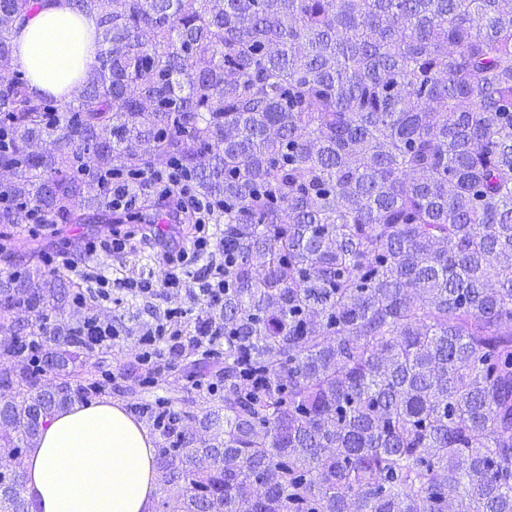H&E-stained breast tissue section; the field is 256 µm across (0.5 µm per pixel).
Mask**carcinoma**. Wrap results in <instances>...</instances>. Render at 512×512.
<instances>
[{
  "label": "carcinoma",
  "instance_id": "cac0c4a2",
  "mask_svg": "<svg viewBox=\"0 0 512 512\" xmlns=\"http://www.w3.org/2000/svg\"><path fill=\"white\" fill-rule=\"evenodd\" d=\"M51 3L0 0V193L80 224L82 175L176 157L224 197V396L160 429L158 512H512V0H72L69 101L14 57ZM42 345L0 372V512L92 394L83 337Z\"/></svg>",
  "mask_w": 512,
  "mask_h": 512
}]
</instances>
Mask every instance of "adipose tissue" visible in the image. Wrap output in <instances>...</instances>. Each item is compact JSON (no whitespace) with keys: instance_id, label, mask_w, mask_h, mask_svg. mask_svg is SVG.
Segmentation results:
<instances>
[{"instance_id":"adipose-tissue-1","label":"adipose tissue","mask_w":512,"mask_h":512,"mask_svg":"<svg viewBox=\"0 0 512 512\" xmlns=\"http://www.w3.org/2000/svg\"><path fill=\"white\" fill-rule=\"evenodd\" d=\"M96 19L53 0L13 38L33 91H74L96 62ZM158 489L154 439L117 402L76 404L40 431L24 463L30 512H151Z\"/></svg>"}]
</instances>
